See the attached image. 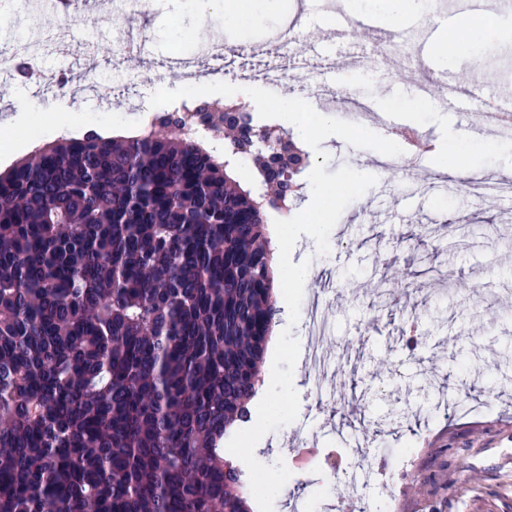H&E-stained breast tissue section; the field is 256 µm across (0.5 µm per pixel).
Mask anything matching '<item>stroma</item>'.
Segmentation results:
<instances>
[{
    "label": "stroma",
    "instance_id": "obj_1",
    "mask_svg": "<svg viewBox=\"0 0 512 512\" xmlns=\"http://www.w3.org/2000/svg\"><path fill=\"white\" fill-rule=\"evenodd\" d=\"M111 0H85L82 16L95 21L93 70L112 80L140 74L141 92L168 72L172 54L196 58L203 42L226 45L264 42L284 17H298L303 33L292 77L275 93L319 104L304 81L322 72L337 100L331 115L344 118L346 91L360 92L377 113L370 130L396 139L420 129L430 146L452 144L460 160L486 173L512 171V141H497L476 113L443 110L413 89L426 72L512 79V34L476 25L471 41L450 66L438 65L440 44L412 14L391 16L388 0H259L255 16L225 23L209 0H155L149 14L110 20ZM33 43L46 76L65 73V94L37 93L32 81L8 72L0 81V121L21 104L44 115L40 128L0 124V172L35 147L59 139L62 116L74 137L89 129L113 136L134 134L139 124L121 96L110 111L77 90L82 50L60 58L43 35L61 15L0 0ZM342 15L348 26L372 20L370 39L336 38L321 19ZM147 38L135 56H117L113 29ZM403 29L413 61L388 64L384 37ZM466 140L455 141L457 129ZM322 147L328 172L343 166L372 174L376 184L343 211L329 236L330 251L300 235L291 258L308 263L303 307L318 305L325 336L318 349L321 371L310 375L297 361V419L265 435L255 456L275 463L293 448L335 450L337 470L318 461L301 466L278 494L274 512H512V196L482 201L463 185L435 174L423 187L418 169H431V154L403 153L397 173L382 171L381 153L331 136ZM409 275L405 295L390 293L394 271ZM430 309L421 346H414L406 320L413 309ZM479 343H471V336Z\"/></svg>",
    "mask_w": 512,
    "mask_h": 512
}]
</instances>
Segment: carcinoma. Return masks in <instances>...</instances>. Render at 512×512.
Returning <instances> with one entry per match:
<instances>
[{
    "mask_svg": "<svg viewBox=\"0 0 512 512\" xmlns=\"http://www.w3.org/2000/svg\"><path fill=\"white\" fill-rule=\"evenodd\" d=\"M236 129L290 136L234 103ZM243 190L166 122L0 173V512H249L222 441L279 313L254 153Z\"/></svg>",
    "mask_w": 512,
    "mask_h": 512,
    "instance_id": "carcinoma-1",
    "label": "carcinoma"
}]
</instances>
